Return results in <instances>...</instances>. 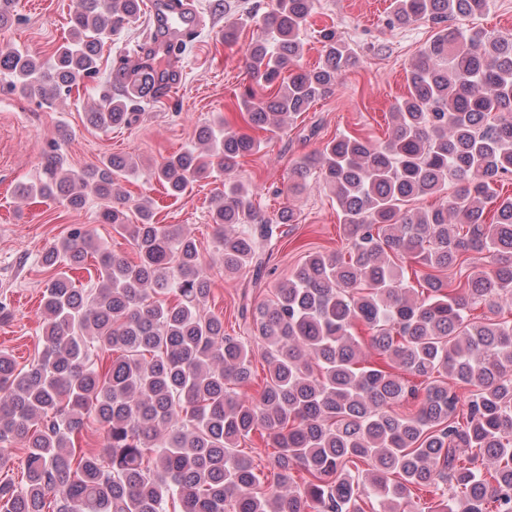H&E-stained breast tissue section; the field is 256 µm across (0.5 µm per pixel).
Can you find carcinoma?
<instances>
[{"label":"carcinoma","mask_w":512,"mask_h":512,"mask_svg":"<svg viewBox=\"0 0 512 512\" xmlns=\"http://www.w3.org/2000/svg\"><path fill=\"white\" fill-rule=\"evenodd\" d=\"M488 7L394 0L390 26L426 21L436 33L407 71L385 144L341 134L293 166V189L316 170L336 197L348 247L307 255L255 307L258 352L207 310L211 279L191 233L156 223L148 201L120 189L135 162L109 155L75 173L51 139L19 195L61 196L75 209L103 201L100 221L129 237L136 258L82 225L44 253L41 348L20 369L0 352V466L20 442L26 475L20 488L0 481V512H169L171 501L179 512H406L430 487L436 512H512V195L496 190L512 175V35L454 24ZM313 8L278 0L248 49L257 85L278 84L245 93L250 125L281 129L356 65L350 44L325 29L322 64L283 82ZM139 12L140 0H76L50 59L1 47L0 74L50 108L99 76L104 40ZM134 76L135 96L102 95L88 125L131 123L134 99L155 97L162 81L149 65ZM198 140L203 148L167 156L150 177L179 197L224 171L211 200L224 274L258 269L295 213L259 215L233 176L261 141L221 116ZM426 196L438 203L407 208ZM472 252L490 253L492 266L471 264ZM90 257L92 286L79 288L74 273ZM359 326L383 363L362 359ZM257 357L263 385L247 396ZM407 376L425 384L423 397ZM450 378L470 387L463 407ZM410 399L417 410L398 412ZM90 418L103 445L78 449ZM255 434L275 448L267 489L238 452ZM481 456L492 468L478 466ZM359 461L370 463L364 474L351 470Z\"/></svg>","instance_id":"cac0c4a2"}]
</instances>
